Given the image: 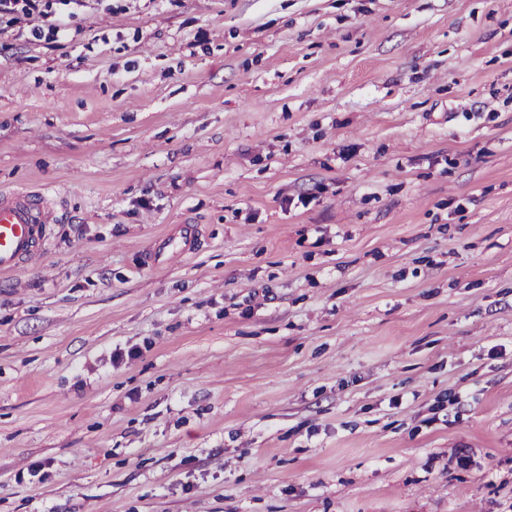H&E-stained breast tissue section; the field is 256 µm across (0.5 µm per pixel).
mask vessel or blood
Wrapping results in <instances>:
<instances>
[{"mask_svg": "<svg viewBox=\"0 0 512 512\" xmlns=\"http://www.w3.org/2000/svg\"><path fill=\"white\" fill-rule=\"evenodd\" d=\"M49 213L43 195L16 191L0 195V272L11 273L40 251Z\"/></svg>", "mask_w": 512, "mask_h": 512, "instance_id": "obj_1", "label": "vessel or blood"}]
</instances>
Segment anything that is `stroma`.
Masks as SVG:
<instances>
[{"instance_id": "obj_1", "label": "stroma", "mask_w": 512, "mask_h": 512, "mask_svg": "<svg viewBox=\"0 0 512 512\" xmlns=\"http://www.w3.org/2000/svg\"><path fill=\"white\" fill-rule=\"evenodd\" d=\"M58 22L0 17V194L51 219L0 512H512V0Z\"/></svg>"}]
</instances>
